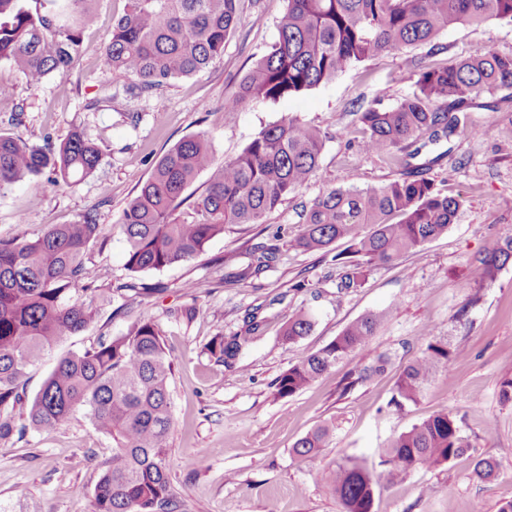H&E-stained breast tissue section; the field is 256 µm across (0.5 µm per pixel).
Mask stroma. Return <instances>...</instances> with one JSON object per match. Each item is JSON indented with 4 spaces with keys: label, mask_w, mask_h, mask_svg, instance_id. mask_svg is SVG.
Wrapping results in <instances>:
<instances>
[{
    "label": "stroma",
    "mask_w": 512,
    "mask_h": 512,
    "mask_svg": "<svg viewBox=\"0 0 512 512\" xmlns=\"http://www.w3.org/2000/svg\"><path fill=\"white\" fill-rule=\"evenodd\" d=\"M125 0H98L96 24L87 32L80 64L64 76L32 85L0 62V83L12 85L14 101L0 100V132L33 143L59 142L83 127L105 155L103 167L80 184L42 191L23 181L0 194V238H35L54 224H68L88 209L98 213L99 233L90 244L89 264L101 270V287L129 279L123 209L159 159L182 138L207 134L218 159L235 157L265 126L286 117L324 133L319 167L295 195L261 224H234L194 259L161 271L140 273L163 293L134 309L120 299L103 303L97 320L81 333L63 337L25 377L28 396L41 389L58 357L88 348L101 336L125 332L137 318L160 324L174 362L171 383L173 426L169 475L189 512H341L326 477L341 459L358 458L374 471V512H498L512 501V405L501 403L500 383L512 378V263L495 282L474 290L467 265L475 254L512 235V90L482 94L466 122L484 128L476 138L454 135L427 145L416 164L446 195L466 203L448 232L399 260L371 268L360 287L336 288V242L322 252H302L290 242L300 232L303 205L330 188L382 185L398 177L388 159L359 148L357 121L374 97L392 106L412 94L417 71L409 59L445 66L478 49L512 54V22L490 20L457 26L437 40V50L420 46L409 55L384 53L356 64L335 79L275 102L251 101L224 108L246 72L278 37L285 0H240L241 22L224 56L195 76L175 80L139 98L118 95L111 106L87 110L102 97L103 45ZM21 124H13L14 103ZM277 244L279 259L261 278L228 283L224 277L248 265L252 250ZM232 264L215 265L218 257ZM195 306L188 325L170 310ZM313 312L314 327L299 342L283 341L288 317ZM387 318L359 357L339 363L306 390L277 397L272 384L298 356L326 346L353 320L368 313ZM264 319L262 335L248 340L231 367L206 350L217 335H244L249 315ZM431 335H424V327ZM442 341L462 350L451 370L438 371L421 400L403 413L388 403L403 367ZM388 355L390 363L370 381L347 387L360 365ZM457 413L468 452L432 470L389 482L379 451L400 431L429 416ZM495 428H488V420ZM330 436L309 458L297 457V440L321 426ZM111 438L98 433L84 413L51 431H28L20 441L0 442V512H92L100 465L111 454ZM91 460L75 466L82 455ZM482 458L501 460L497 478L478 479Z\"/></svg>",
    "instance_id": "1"
}]
</instances>
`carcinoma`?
<instances>
[{"mask_svg": "<svg viewBox=\"0 0 512 512\" xmlns=\"http://www.w3.org/2000/svg\"><path fill=\"white\" fill-rule=\"evenodd\" d=\"M97 0H0V61L40 84L69 73L80 60L84 34L95 23ZM239 0H127V8L105 45V72L125 80L123 91L138 97L208 68L241 21ZM512 21V0H286L278 38L241 83V93L224 101L235 110L247 100L277 101L311 90L349 67L384 52L403 53L436 40L455 25ZM417 90L392 107L374 100L359 113L362 149L406 169L377 187L326 191L303 207L302 229L294 246L325 250L349 243L336 256L338 288L361 285L366 272L419 249L448 232L465 200L441 195L426 169L411 168L421 147L413 144L462 132L479 135L458 113L485 92L512 88V55L477 50L446 68L425 66ZM321 131L295 118L262 129L235 157L220 161L208 137L184 138L157 162L149 178L123 210L126 269L132 274L161 271L204 252L229 224H262L283 199L298 192L318 168ZM104 164V154L85 130L75 128L58 145L51 138L34 144L0 133V192L33 180L42 190L71 187ZM209 175L196 198L186 194L195 178ZM96 209L73 224L51 226L35 239H0V441L22 438L28 428L53 430L82 411L93 427L112 439V455L101 464L93 512H187L168 475L173 422L170 382L173 364L163 331L151 319L126 332L61 357L39 393L27 400L24 377L63 336L85 331L98 313L99 299L115 295L130 308L156 292L144 283L98 288L86 264L97 238ZM279 247L262 246L234 278H258L277 261ZM512 261V235L469 260L474 284H492ZM386 313L349 323L335 340L301 356L275 380V394L290 397L318 380L370 342ZM314 322L299 311L288 318L284 341L308 335ZM238 336L218 335L206 347L227 366L239 360ZM461 352L428 343L403 370L390 406L398 412L415 404L433 375L449 369ZM380 356L362 366L352 387L384 370ZM27 408L29 425L15 420ZM319 428L293 446L308 457L324 446ZM470 443L451 411L439 412L393 437L381 449L380 465L391 479L437 468L464 455ZM499 462L481 459L474 472L495 476ZM375 474L356 458L336 465L328 491L342 512H373Z\"/></svg>", "mask_w": 512, "mask_h": 512, "instance_id": "cac0c4a2", "label": "carcinoma"}]
</instances>
